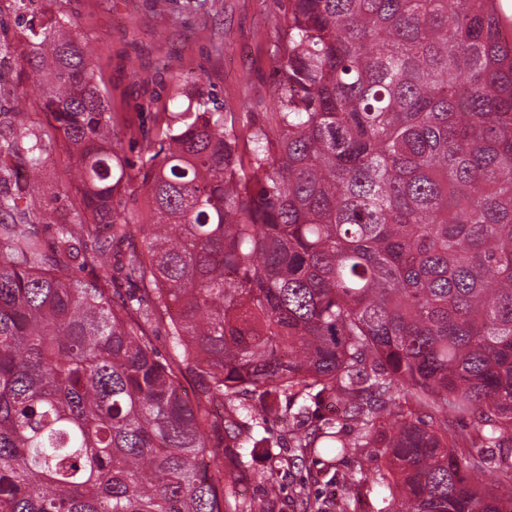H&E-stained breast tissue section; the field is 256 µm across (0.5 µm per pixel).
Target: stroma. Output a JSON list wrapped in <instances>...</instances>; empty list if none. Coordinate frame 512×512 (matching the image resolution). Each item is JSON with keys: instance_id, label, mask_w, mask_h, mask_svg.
Instances as JSON below:
<instances>
[{"instance_id": "stroma-1", "label": "stroma", "mask_w": 512, "mask_h": 512, "mask_svg": "<svg viewBox=\"0 0 512 512\" xmlns=\"http://www.w3.org/2000/svg\"><path fill=\"white\" fill-rule=\"evenodd\" d=\"M286 0H0V131L28 128L42 133L47 150L39 172L18 167L20 188L57 183V195H38L45 243L52 224L88 217L77 182L68 173L69 158L54 136L53 119L41 103V90L23 57L29 23L71 21L91 51L100 85L108 98L112 125L120 139L127 174L116 194L129 221H149V201L137 170L145 134H156L189 99L233 112L244 125H263L277 111V61L270 38L284 24ZM312 420L267 422L269 436L283 444L281 460H253L254 478L244 481L240 499L263 496L268 473L282 487L284 512H293L299 490L329 501L341 494L333 472L364 468L368 476L386 470L376 448H355L336 471L312 460L299 463L293 438L311 429Z\"/></svg>"}]
</instances>
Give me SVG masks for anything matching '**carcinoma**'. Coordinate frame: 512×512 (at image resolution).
Masks as SVG:
<instances>
[{
    "label": "carcinoma",
    "mask_w": 512,
    "mask_h": 512,
    "mask_svg": "<svg viewBox=\"0 0 512 512\" xmlns=\"http://www.w3.org/2000/svg\"><path fill=\"white\" fill-rule=\"evenodd\" d=\"M267 124L178 113L143 148L153 222L114 196L93 57L66 23L28 28L26 63L92 219L55 225L11 191L45 152L0 132V512L240 508L257 449L242 419L341 415L296 438L330 458L379 438L380 512H512V37L497 0H289ZM141 235L112 264L111 246ZM98 271L86 283L76 269ZM148 284L116 303L115 276ZM168 318L171 352L147 331ZM191 378L187 394L182 380ZM256 397V411L246 400ZM438 421L423 426L421 416ZM476 418L448 430V414ZM352 426L354 437L343 430ZM490 471L495 487L476 475ZM322 508L358 512L363 468Z\"/></svg>",
    "instance_id": "carcinoma-1"
}]
</instances>
